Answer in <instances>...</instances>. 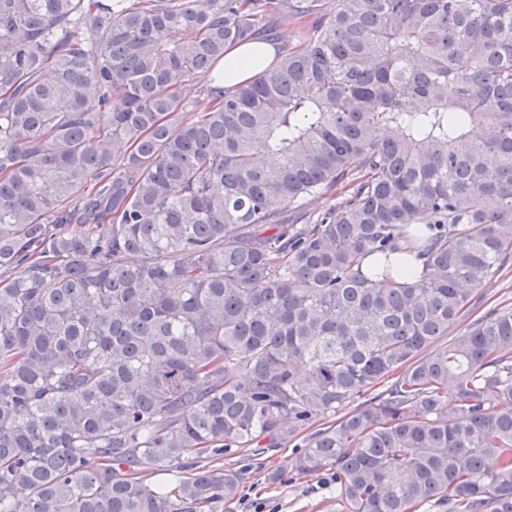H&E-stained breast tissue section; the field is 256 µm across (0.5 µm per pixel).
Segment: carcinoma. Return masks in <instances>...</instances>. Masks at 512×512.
<instances>
[{
	"instance_id": "cac0c4a2",
	"label": "carcinoma",
	"mask_w": 512,
	"mask_h": 512,
	"mask_svg": "<svg viewBox=\"0 0 512 512\" xmlns=\"http://www.w3.org/2000/svg\"><path fill=\"white\" fill-rule=\"evenodd\" d=\"M325 5L0 0V512H224L192 457L328 413L336 512H512V307L438 344L512 261V0ZM275 55V47L266 42H250L229 49L224 55V84L247 81Z\"/></svg>"
}]
</instances>
